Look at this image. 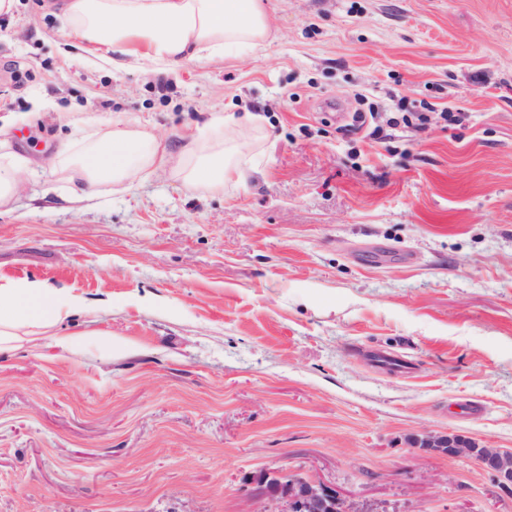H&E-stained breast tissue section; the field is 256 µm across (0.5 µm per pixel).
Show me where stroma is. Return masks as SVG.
Returning a JSON list of instances; mask_svg holds the SVG:
<instances>
[{"instance_id": "obj_1", "label": "stroma", "mask_w": 512, "mask_h": 512, "mask_svg": "<svg viewBox=\"0 0 512 512\" xmlns=\"http://www.w3.org/2000/svg\"><path fill=\"white\" fill-rule=\"evenodd\" d=\"M43 2L0 14V141L28 160L0 280L81 298L58 333L114 344L0 353V512H253L266 475L346 512H512L413 445L512 451V0H264L265 49L161 74L92 64ZM214 111L263 118L223 190L166 170L88 200L52 165L77 120L175 152ZM414 446L423 450L450 458L475 457L476 443L463 435L448 432V434H425L414 441ZM276 495L288 501L290 512L298 508L308 512H335L336 505L345 511L343 501L334 488L303 476L290 478L280 486Z\"/></svg>"}]
</instances>
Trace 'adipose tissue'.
Listing matches in <instances>:
<instances>
[{
    "label": "adipose tissue",
    "mask_w": 512,
    "mask_h": 512,
    "mask_svg": "<svg viewBox=\"0 0 512 512\" xmlns=\"http://www.w3.org/2000/svg\"><path fill=\"white\" fill-rule=\"evenodd\" d=\"M55 7L67 22V37L90 61L115 69L164 72L183 61L233 58L263 49L271 37L262 0H57ZM257 126L251 114L213 112L173 152L144 128L116 124L91 137L80 153L62 150L54 165L78 171L72 190L85 198L106 184L129 188L157 168L181 175L188 187L220 189L243 174L237 162L242 144L226 138V130ZM82 310L81 301H58L38 281L0 284V350L54 332Z\"/></svg>",
    "instance_id": "ef3b65f1"
}]
</instances>
